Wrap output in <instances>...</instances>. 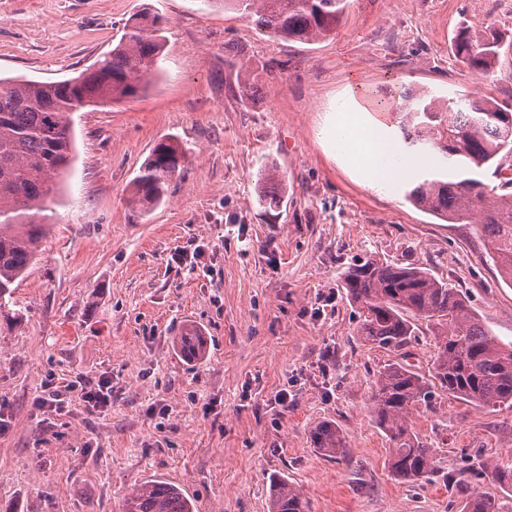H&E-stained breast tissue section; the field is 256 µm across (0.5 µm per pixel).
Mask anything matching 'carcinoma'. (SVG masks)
<instances>
[{
  "label": "carcinoma",
  "mask_w": 512,
  "mask_h": 512,
  "mask_svg": "<svg viewBox=\"0 0 512 512\" xmlns=\"http://www.w3.org/2000/svg\"><path fill=\"white\" fill-rule=\"evenodd\" d=\"M259 30L284 40L312 42L327 36L349 7V0H222ZM118 44L78 77L40 82L0 79V307L10 286L33 263L46 235L47 211L60 178L72 161L74 134L70 115L87 106L110 104L141 93L158 68L164 48V21L137 11L125 24ZM455 56L479 77L500 63L498 44H476L465 32L456 38ZM410 130L404 135L415 155L437 152L441 163L424 172L407 197L416 206L450 223L467 217L482 226L487 252L503 280L512 284V177L492 193L482 170L499 172L512 156V109L484 95L454 100L419 95L404 104ZM186 152L171 139L160 141L144 163L130 202L147 212L168 191L184 167ZM276 172L258 173V199L275 208L281 195ZM347 296L360 308V341L399 352L431 327L435 353L425 376L399 362L377 374L368 412L390 442L389 473L401 482L425 480L436 468L431 449L412 431L411 414L430 407L432 388L454 398L497 407L512 405V347H502L472 313L462 292L420 267L365 260L343 275ZM175 346L189 360L204 356V337L187 328ZM311 437L322 455L345 458V438L329 422ZM487 473L501 491H512V459L473 462L451 476L465 481ZM121 512H194L181 489L149 482L125 494ZM269 512H311L310 502L285 476L270 484ZM461 512H496L494 495L474 491Z\"/></svg>",
  "instance_id": "1"
}]
</instances>
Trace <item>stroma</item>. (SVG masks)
Segmentation results:
<instances>
[{
  "instance_id": "obj_1",
  "label": "stroma",
  "mask_w": 512,
  "mask_h": 512,
  "mask_svg": "<svg viewBox=\"0 0 512 512\" xmlns=\"http://www.w3.org/2000/svg\"><path fill=\"white\" fill-rule=\"evenodd\" d=\"M146 6L167 22L159 67L137 97L73 114L52 226L0 314V512H120L153 480L181 487L195 512H269L280 475L311 512H459L466 495L448 476L512 454V405L439 394L411 416L435 472L395 481L369 399L386 364L427 372L433 337L419 333L403 355L364 345L342 276L366 259L426 268L505 346L512 287L480 225L414 205L410 178L364 180L332 132L349 97L398 144L407 94L512 105V0H352L313 43L259 31L217 0H0V78L77 77ZM463 30L504 49L486 77L455 56ZM242 82L253 99H238ZM166 138L184 147V168L144 214L129 202L133 182ZM264 168L286 189L276 210L258 202ZM193 240L207 272L169 262ZM190 326L207 341L197 361L172 345ZM81 374L111 379L105 414L34 407L46 381ZM326 421L346 439L344 460L312 443Z\"/></svg>"
}]
</instances>
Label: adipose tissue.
Returning a JSON list of instances; mask_svg holds the SVG:
<instances>
[{"label":"adipose tissue","mask_w":512,"mask_h":512,"mask_svg":"<svg viewBox=\"0 0 512 512\" xmlns=\"http://www.w3.org/2000/svg\"><path fill=\"white\" fill-rule=\"evenodd\" d=\"M340 118L333 136L344 160L354 169L377 183L409 175L421 166L420 158L403 160L399 152L382 135L378 126L365 120L362 113L340 104Z\"/></svg>","instance_id":"adipose-tissue-1"}]
</instances>
